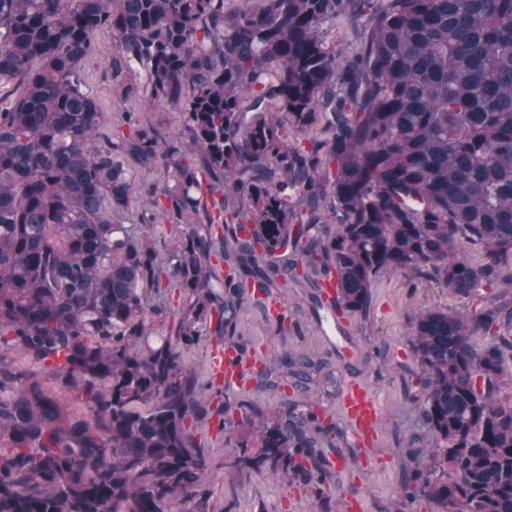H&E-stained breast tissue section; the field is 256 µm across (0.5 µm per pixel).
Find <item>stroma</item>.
<instances>
[{
  "mask_svg": "<svg viewBox=\"0 0 512 512\" xmlns=\"http://www.w3.org/2000/svg\"><path fill=\"white\" fill-rule=\"evenodd\" d=\"M117 56L111 32H99L87 61V81L105 111L126 107L141 112L144 122L158 125L168 135L181 123L179 112L145 110L139 97L122 99L112 62ZM311 289L305 277L288 281L276 289L287 309L285 322L268 317L261 303L245 300L237 316V331L249 360L263 359L268 348L313 358L309 390L294 387L290 376H282L279 387L268 390L247 382L249 399L267 411L284 401L312 404L322 417L336 425L331 435L337 451L345 458L335 469L331 482L333 512H346L349 503L360 512H438L435 503L420 500L409 504L401 492V479L410 464L404 444L420 436L422 445L435 439L425 428L419 403L414 397L418 366L409 334L419 312L445 307L459 312L474 309L475 303L418 279L407 282L396 274L381 277L372 290L366 313L335 312L330 304L312 309ZM364 383L379 407V431L374 443L356 445L339 406L349 380ZM237 413H229L224 426L208 422L200 432L213 455L211 485L213 512H323L313 495L301 486L254 472L239 474L226 463L239 452L245 433L237 424Z\"/></svg>",
  "mask_w": 512,
  "mask_h": 512,
  "instance_id": "35a3bbf8",
  "label": "stroma"
}]
</instances>
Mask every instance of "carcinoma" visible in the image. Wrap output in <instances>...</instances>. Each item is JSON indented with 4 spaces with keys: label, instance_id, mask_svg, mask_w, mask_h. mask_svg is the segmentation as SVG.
Here are the masks:
<instances>
[{
    "label": "carcinoma",
    "instance_id": "carcinoma-1",
    "mask_svg": "<svg viewBox=\"0 0 512 512\" xmlns=\"http://www.w3.org/2000/svg\"><path fill=\"white\" fill-rule=\"evenodd\" d=\"M346 24L353 40L329 38ZM117 41L123 96L181 112L169 140L86 78ZM0 512H211L198 426L236 411L253 440L229 462L330 499V429L284 402L269 419L200 380L204 336L233 341L244 296L296 277L300 254L367 311L388 273L483 302L419 313L416 399L437 441L401 489L442 512H512V0H0ZM165 160L132 204L130 164ZM180 231L159 258L145 228ZM219 230H214V225ZM242 224L252 238L238 237ZM234 261L216 279L213 257ZM183 296L175 332L165 288ZM306 357L256 370L308 379ZM86 398L73 417L39 373Z\"/></svg>",
    "mask_w": 512,
    "mask_h": 512
}]
</instances>
